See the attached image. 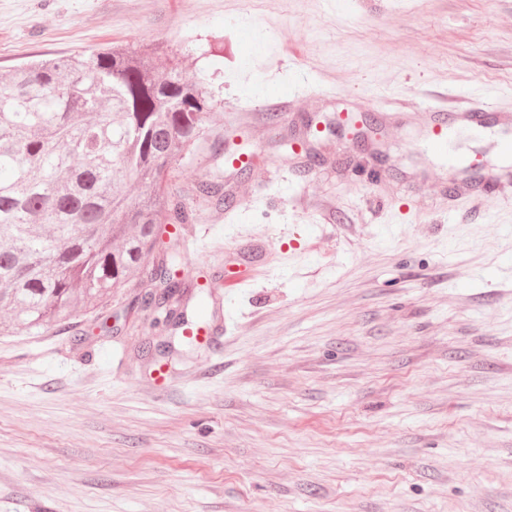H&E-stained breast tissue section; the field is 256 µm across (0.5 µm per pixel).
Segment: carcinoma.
Returning <instances> with one entry per match:
<instances>
[{"label": "carcinoma", "instance_id": "obj_1", "mask_svg": "<svg viewBox=\"0 0 512 512\" xmlns=\"http://www.w3.org/2000/svg\"><path fill=\"white\" fill-rule=\"evenodd\" d=\"M215 108L178 59L118 46L0 76V309L11 322L40 329L102 300L154 255L162 225L191 223L168 165L206 141ZM179 241L159 258L168 285L190 278Z\"/></svg>", "mask_w": 512, "mask_h": 512}]
</instances>
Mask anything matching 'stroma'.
Instances as JSON below:
<instances>
[{"instance_id": "stroma-1", "label": "stroma", "mask_w": 512, "mask_h": 512, "mask_svg": "<svg viewBox=\"0 0 512 512\" xmlns=\"http://www.w3.org/2000/svg\"><path fill=\"white\" fill-rule=\"evenodd\" d=\"M106 45L176 51L208 141L253 159L171 166L233 198L182 231L220 343L160 354L148 266L0 335V512H512V205L449 211L496 158L428 160L417 117L435 91L512 110V0H0L1 71Z\"/></svg>"}]
</instances>
